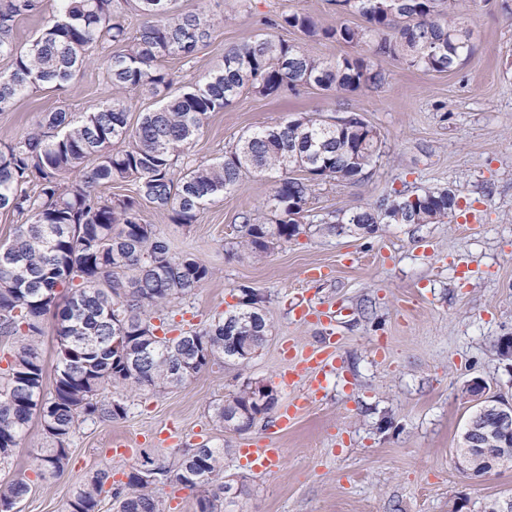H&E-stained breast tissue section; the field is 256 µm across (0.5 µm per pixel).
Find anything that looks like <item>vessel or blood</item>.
Returning <instances> with one entry per match:
<instances>
[{
  "label": "vessel or blood",
  "mask_w": 512,
  "mask_h": 512,
  "mask_svg": "<svg viewBox=\"0 0 512 512\" xmlns=\"http://www.w3.org/2000/svg\"><path fill=\"white\" fill-rule=\"evenodd\" d=\"M336 344L337 340L333 337L318 347L304 351L299 350L293 342L289 341L284 344L285 367L281 373V379L289 388L300 385L307 387L308 394L287 401L276 424L278 431L287 432L308 401L319 397L327 376L335 370ZM240 454L254 473L263 475L271 473L277 467L284 451L265 442L243 448Z\"/></svg>",
  "instance_id": "vessel-or-blood-1"
}]
</instances>
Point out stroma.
<instances>
[{"label": "stroma", "instance_id": "stroma-1", "mask_svg": "<svg viewBox=\"0 0 512 512\" xmlns=\"http://www.w3.org/2000/svg\"><path fill=\"white\" fill-rule=\"evenodd\" d=\"M176 7L222 17L214 39L190 64L167 61L185 82L222 64L225 50L267 33L329 60L349 53L343 44L261 25V17L284 9H303L325 27L362 22L337 13L332 0H177ZM457 9L473 18L475 42L458 70L424 73L383 58L386 82L377 90L309 87L285 99L246 94L209 116L190 156L207 164L244 132L304 112L344 109L380 131L383 151L361 180L322 185L312 214L371 207L396 191L452 187L475 223H458L452 214L441 224H383L367 237L310 232L257 260L235 246L238 215L247 210L256 223H269L268 177L245 178L187 229L145 208V223L170 241L173 253L192 254L211 271L171 311L200 328L234 310L247 286L265 298L268 340L249 363L210 366L159 394L127 392L126 416L80 425L68 468L45 482L33 480L32 453L44 441L40 423L32 422L0 470L2 478L32 482L19 512H66L87 474L128 471V463H113L105 453L118 437L161 466L187 448L219 450L224 479L246 487L233 512H481L512 492V469L472 479L455 466L474 409L466 384L479 378L490 394L512 399V372L497 352L501 337L512 336V0H459ZM105 67L100 58L65 88L23 94L11 111L0 112V143L22 139L42 113L79 116L110 100ZM324 308L334 311L332 321L297 318L300 310ZM330 334L339 338L338 369L287 433H276L271 417L243 434L212 422L213 406L250 379L268 382L286 402L281 343L307 349ZM267 436L285 454L274 472L260 477L240 463L237 450Z\"/></svg>", "mask_w": 512, "mask_h": 512}]
</instances>
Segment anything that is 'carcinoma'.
Here are the masks:
<instances>
[{"label":"carcinoma","instance_id":"obj_1","mask_svg":"<svg viewBox=\"0 0 512 512\" xmlns=\"http://www.w3.org/2000/svg\"><path fill=\"white\" fill-rule=\"evenodd\" d=\"M45 0H0V112H8L31 88H62L97 57L108 59L104 80L112 99L75 119L55 110L38 129L0 145V211L25 218L13 239L0 245V335L15 339L0 387V469L33 419L46 446L34 469L42 481L70 463L69 441L79 422L115 420L127 413L123 396L108 387L163 392L218 361L247 360L269 335L263 298L240 289L235 310L199 330L180 331L164 314L210 276L190 255L175 256L169 241L142 219L151 206L172 223H198L206 207L224 198L248 175L278 174L267 207L270 224L241 216L243 247L253 257L305 232L309 201L327 180L358 181L380 156L381 133L364 120L336 125L321 112L257 132H246L209 164H195L189 147L209 114L244 94L282 98L315 86L323 91L377 89L385 82L378 60L408 69L447 73L472 52L473 20L457 14L456 0H334L342 14L362 25L321 26L302 9L265 21L296 30L310 41L368 47L365 54L323 60L284 39L258 38L224 52V62L203 79L174 88L164 61H192L217 30L206 12L179 14L174 0H53L43 28L22 49L14 40L17 18L43 11ZM141 18L130 27L127 14ZM166 93L161 104L128 121L126 94ZM130 182L134 190L105 198L100 188ZM457 190L398 192L372 207L330 215L316 230L326 235L373 234L380 224H438L458 207ZM56 323L53 392L44 396L40 350L47 318ZM159 324H154L153 319ZM180 331L176 337L167 333ZM248 380L216 404L212 420L241 433L256 415H268L277 398L261 408ZM223 460L214 448H187L170 467L146 455L112 481L98 470L79 483L68 512H164L157 484L175 483L196 496V512H224L229 482L216 483ZM23 479L0 480V512H14L30 491Z\"/></svg>","mask_w":512,"mask_h":512}]
</instances>
